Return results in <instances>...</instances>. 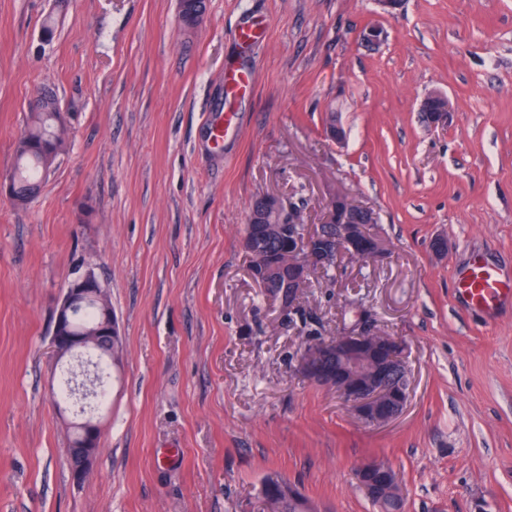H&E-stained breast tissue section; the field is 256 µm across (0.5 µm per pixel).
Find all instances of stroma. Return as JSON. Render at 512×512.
<instances>
[{
    "instance_id": "35a3bbf8",
    "label": "stroma",
    "mask_w": 512,
    "mask_h": 512,
    "mask_svg": "<svg viewBox=\"0 0 512 512\" xmlns=\"http://www.w3.org/2000/svg\"><path fill=\"white\" fill-rule=\"evenodd\" d=\"M55 12L0 0V181L39 89L67 122L37 196L0 195V512H261L271 472L315 512H378L356 479L371 458L404 512H512V304L487 314L453 282L476 256L512 275V0H205L191 28L178 0H72L47 43ZM253 20L266 36L242 46ZM430 92L450 104L435 128ZM334 189L379 215L386 256L313 275L303 304L323 336L356 306L404 343L410 396L380 427L298 373L307 339L242 246L256 194L316 225ZM90 267L122 350L78 484L50 337Z\"/></svg>"
}]
</instances>
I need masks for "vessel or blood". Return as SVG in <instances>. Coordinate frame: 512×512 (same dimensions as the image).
Masks as SVG:
<instances>
[{"mask_svg":"<svg viewBox=\"0 0 512 512\" xmlns=\"http://www.w3.org/2000/svg\"><path fill=\"white\" fill-rule=\"evenodd\" d=\"M454 285L460 298L488 313L512 300V276L504 275L478 259L455 273Z\"/></svg>","mask_w":512,"mask_h":512,"instance_id":"vessel-or-blood-1","label":"vessel or blood"}]
</instances>
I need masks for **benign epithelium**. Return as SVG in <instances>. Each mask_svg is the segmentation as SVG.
<instances>
[{
    "instance_id": "benign-epithelium-1",
    "label": "benign epithelium",
    "mask_w": 512,
    "mask_h": 512,
    "mask_svg": "<svg viewBox=\"0 0 512 512\" xmlns=\"http://www.w3.org/2000/svg\"><path fill=\"white\" fill-rule=\"evenodd\" d=\"M203 13V3L188 0L180 19L183 25L193 26L201 20ZM269 212L284 217L294 214V209L276 195L263 194L253 206L251 222H259L261 216ZM317 236L318 244L315 245L309 241L308 231L298 228L288 240V284L269 289L271 299L284 317L297 313V286L307 280L311 263L334 266L340 258L348 257L350 251L356 250L354 224L327 226L318 230ZM86 302L103 308V327L97 340L106 338L118 344V326L107 305L105 289L94 269L88 268L69 282L57 304L50 341L54 357L64 359L79 343L77 337L69 335V326L78 307ZM298 367L315 384L336 391L365 425L381 426L393 421L404 411L409 399V372L401 342L383 335L367 320L344 326L328 339L306 344L300 353ZM85 395L86 387L80 382L78 399L68 403L80 417V422L75 424V447L79 449L80 462L70 467L76 483L85 481L93 472L101 446L98 416L92 414L91 406H81ZM357 479L368 498L378 501L390 498L396 504L395 512H402L397 479L387 463L375 459L365 461L357 469Z\"/></svg>"
}]
</instances>
